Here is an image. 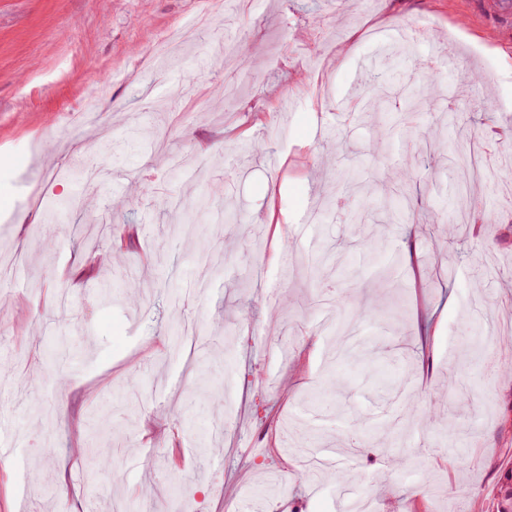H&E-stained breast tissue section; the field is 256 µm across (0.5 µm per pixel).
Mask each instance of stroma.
<instances>
[{"mask_svg": "<svg viewBox=\"0 0 512 512\" xmlns=\"http://www.w3.org/2000/svg\"><path fill=\"white\" fill-rule=\"evenodd\" d=\"M405 32L409 54L385 57ZM162 34L177 66L144 62ZM432 42L451 60L417 107L403 85ZM344 98L352 109L337 113ZM133 118L147 142L81 173L91 144ZM495 129L512 166V0H0V241L13 252L0 276V415L13 427L0 437L16 448L0 458V512H81L89 496L96 512L131 499L141 512H244L250 499L343 512L342 483L378 512H496L512 373L486 374L484 344L512 330V194L472 183V199L495 198L496 223L457 230L451 247L439 236L461 206L449 157ZM348 167L403 224L361 243L355 199L329 181ZM77 195L83 207L47 220L45 198ZM173 195L189 212L210 198V265ZM90 241L108 257L109 306L95 279L74 278ZM289 248L336 260L285 275ZM407 251L401 271L419 270L421 292L380 295L377 265ZM191 282L203 295L172 307L168 289ZM351 286L374 311L357 363L336 359L324 330ZM181 323L197 348L172 358ZM226 332L233 346L206 349ZM63 335L69 367L45 350ZM94 412L110 432L90 431ZM304 446L351 454L311 464ZM402 455L418 471L390 469Z\"/></svg>", "mask_w": 512, "mask_h": 512, "instance_id": "1", "label": "stroma"}]
</instances>
